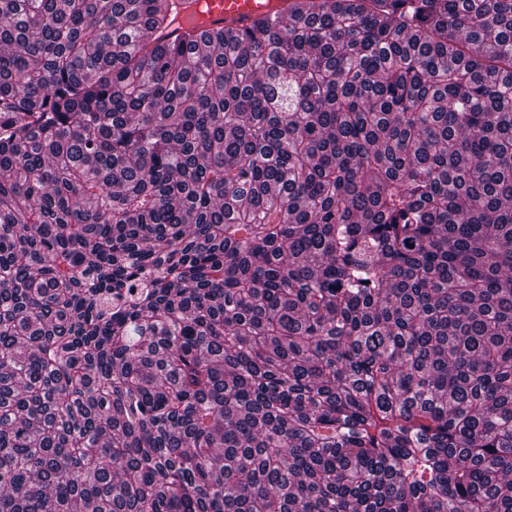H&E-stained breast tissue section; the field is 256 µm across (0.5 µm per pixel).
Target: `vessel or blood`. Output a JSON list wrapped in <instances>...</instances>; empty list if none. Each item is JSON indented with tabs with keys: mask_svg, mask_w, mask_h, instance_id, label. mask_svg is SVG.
<instances>
[{
	"mask_svg": "<svg viewBox=\"0 0 512 512\" xmlns=\"http://www.w3.org/2000/svg\"><path fill=\"white\" fill-rule=\"evenodd\" d=\"M288 0H187L176 26H227L248 29L260 15L286 10Z\"/></svg>",
	"mask_w": 512,
	"mask_h": 512,
	"instance_id": "vessel-or-blood-1",
	"label": "vessel or blood"
}]
</instances>
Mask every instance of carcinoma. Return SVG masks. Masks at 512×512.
Returning a JSON list of instances; mask_svg holds the SVG:
<instances>
[{
	"instance_id": "obj_1",
	"label": "carcinoma",
	"mask_w": 512,
	"mask_h": 512,
	"mask_svg": "<svg viewBox=\"0 0 512 512\" xmlns=\"http://www.w3.org/2000/svg\"><path fill=\"white\" fill-rule=\"evenodd\" d=\"M0 0V512H512V0ZM175 26H227L248 29L263 14L284 12L288 0H187Z\"/></svg>"
}]
</instances>
